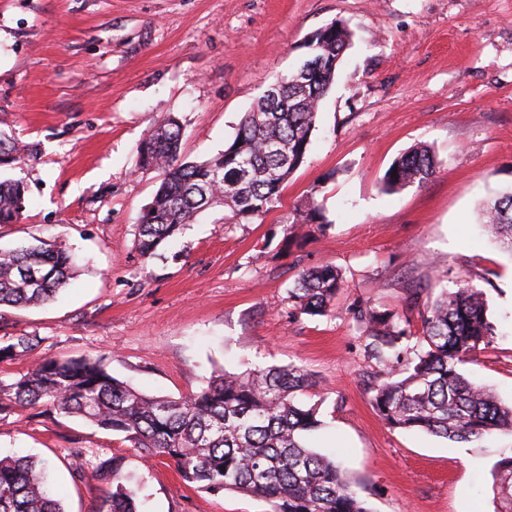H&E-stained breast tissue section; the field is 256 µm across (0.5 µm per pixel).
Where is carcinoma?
I'll use <instances>...</instances> for the list:
<instances>
[{
    "label": "carcinoma",
    "mask_w": 512,
    "mask_h": 512,
    "mask_svg": "<svg viewBox=\"0 0 512 512\" xmlns=\"http://www.w3.org/2000/svg\"><path fill=\"white\" fill-rule=\"evenodd\" d=\"M349 40L339 21L313 35L308 52L334 65L311 74L304 85L293 70L281 75L245 114L224 152L213 158L180 159L184 132L172 116L139 142V168L161 177L152 202L137 219L144 259L214 204L229 207L242 221L261 216L279 201L288 177L310 151L321 101ZM437 165L428 146L416 145L391 163L382 188L398 192L421 184ZM25 193L19 180L0 181V224L23 219ZM297 211L304 223L323 227L314 196L306 197ZM481 225L512 253V190L484 206ZM75 274L74 254L60 241L0 249V306L47 304ZM345 288L336 267H311L298 274L288 301L304 314L324 316ZM422 293L414 288L409 296L421 321L418 335L410 320L388 309L369 303L348 309L366 335L367 351L390 370L389 380L374 388L372 407L393 429L457 443L512 432V404L500 402L460 370L496 336L485 292L461 278L421 306ZM35 340L17 336L0 350L23 355ZM315 386L310 373L290 364L242 374L224 371L188 396H150L113 377L99 359L47 358L14 381L0 382V408L46 407L80 417L122 436L132 448L173 461L181 477L198 488L251 495L267 502L270 512H370L336 461L306 443V435L321 426L318 404L303 400ZM89 471L94 479L112 480L102 512H141L125 457L95 463ZM492 473L497 512H512V455L498 460ZM0 512H64L47 482L45 464L29 457L0 458Z\"/></svg>",
    "instance_id": "carcinoma-1"
}]
</instances>
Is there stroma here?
I'll return each instance as SVG.
<instances>
[{
  "label": "stroma",
  "instance_id": "stroma-1",
  "mask_svg": "<svg viewBox=\"0 0 512 512\" xmlns=\"http://www.w3.org/2000/svg\"><path fill=\"white\" fill-rule=\"evenodd\" d=\"M336 20L350 46L279 203L242 222L209 208L143 259L136 221L160 180L136 171L137 144L171 114L187 160L222 152ZM0 139L33 147L0 164L1 180L27 186L0 248L58 238L79 258L56 301L0 309V346L38 339L0 359L1 381L37 360L94 357L145 394L177 398L223 371L295 363L318 381L310 446L337 457L370 512H495L491 468L512 433L455 443L387 426L370 400L386 371L348 309H390L417 334L408 288L427 301L467 278L497 335L461 370L512 403V254L478 224L480 204L512 187V0H0ZM419 144L436 173L383 192L390 164ZM309 195L325 229L288 234ZM322 265L341 270L345 291L327 315L293 310L298 272ZM115 454L144 512H268L240 492L200 490L172 461L82 419L0 413V456L46 460L66 512H99L112 486L83 465Z\"/></svg>",
  "mask_w": 512,
  "mask_h": 512
}]
</instances>
